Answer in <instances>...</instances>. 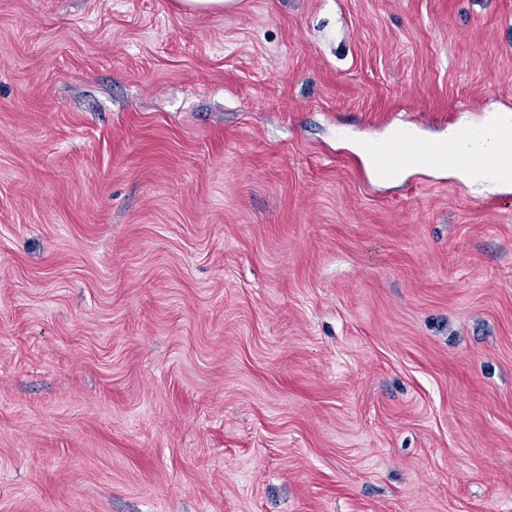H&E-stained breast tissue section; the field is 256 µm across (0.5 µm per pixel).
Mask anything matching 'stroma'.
Returning a JSON list of instances; mask_svg holds the SVG:
<instances>
[{"label":"stroma","instance_id":"obj_1","mask_svg":"<svg viewBox=\"0 0 512 512\" xmlns=\"http://www.w3.org/2000/svg\"><path fill=\"white\" fill-rule=\"evenodd\" d=\"M512 108V0H0V512H512V187L360 151ZM236 0H178L180 8L187 13L224 12L231 8Z\"/></svg>","mask_w":512,"mask_h":512}]
</instances>
